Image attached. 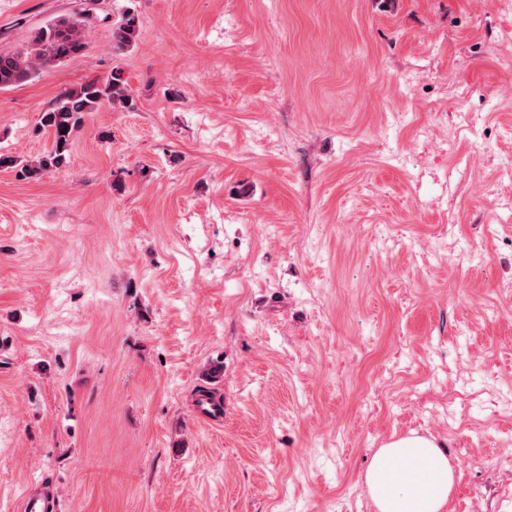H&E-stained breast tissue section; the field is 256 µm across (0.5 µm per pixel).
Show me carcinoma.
Here are the masks:
<instances>
[{
    "label": "carcinoma",
    "mask_w": 512,
    "mask_h": 512,
    "mask_svg": "<svg viewBox=\"0 0 512 512\" xmlns=\"http://www.w3.org/2000/svg\"><path fill=\"white\" fill-rule=\"evenodd\" d=\"M138 34V19L128 13L118 27L112 29V40L118 48L130 49ZM84 37L80 25L58 22L43 28L26 50L0 54V89L23 85L35 77L38 66L77 54L85 47ZM105 103L121 108L131 104L127 81L118 69L104 80H88L56 97L41 118V125L52 132L53 148L22 165V171L30 178H39L62 167L83 114L96 112Z\"/></svg>",
    "instance_id": "carcinoma-1"
}]
</instances>
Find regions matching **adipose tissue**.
Segmentation results:
<instances>
[{
	"label": "adipose tissue",
	"instance_id": "1",
	"mask_svg": "<svg viewBox=\"0 0 512 512\" xmlns=\"http://www.w3.org/2000/svg\"><path fill=\"white\" fill-rule=\"evenodd\" d=\"M454 481L443 442L419 435L378 448L363 477L375 512H444Z\"/></svg>",
	"mask_w": 512,
	"mask_h": 512
}]
</instances>
